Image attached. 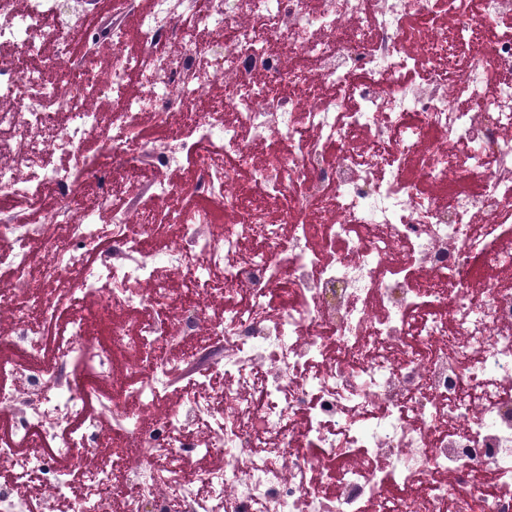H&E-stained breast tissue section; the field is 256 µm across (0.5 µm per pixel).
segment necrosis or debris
<instances>
[{
	"label": "necrosis or debris",
	"instance_id": "4bbe7bcc",
	"mask_svg": "<svg viewBox=\"0 0 512 512\" xmlns=\"http://www.w3.org/2000/svg\"><path fill=\"white\" fill-rule=\"evenodd\" d=\"M61 2L0 0V241L17 258L13 278L0 282V319L10 327L0 354L13 356L19 382L0 390L15 440L0 444V469L12 473L0 485V512H27L15 490L34 474L67 512H111L96 489L117 474L139 488L123 512H168L174 498L182 512H213L220 502L235 512H512V281L476 276L480 267L512 271V29L458 73L457 57L477 36L466 0H235L229 11L224 0H205L195 25L214 41L183 35L174 67L161 47L178 25L168 0H153L139 20L145 56L114 40L111 72L90 84L70 77L66 48L47 54L37 40L48 31L66 41ZM283 39L314 66L275 52ZM50 71L62 75L50 93L64 123L37 103ZM132 71L146 78L135 97L126 92ZM216 83L223 102L196 111ZM324 84L338 95L321 96ZM462 97L469 111L455 109ZM106 100L116 112L101 111ZM143 111L198 133V188L232 216L221 238L207 210L174 213L180 236L149 255L119 232L130 222L153 231L150 209L136 204L109 229L93 212L76 213L63 239L37 237L8 217L10 203L49 186L61 213L72 212L79 190L56 158L79 163L92 133L112 162L96 181L101 194L128 176L132 157L170 165L165 150L134 146L131 119ZM244 128L267 143L264 166H254ZM357 143L362 153L352 152ZM330 145L338 151L329 160ZM244 170L266 198L288 199L285 220L244 209ZM454 171L479 192L444 202L422 191L447 185ZM94 242L101 256L91 270L85 249ZM34 272L46 290L29 296ZM64 280L71 306L97 298L107 311L155 310L170 281L182 283L191 301L175 329L221 350L200 375L222 389L185 397L143 425L181 364L156 350L165 324L147 321L134 341L113 324L112 344L133 352L141 384L135 406L112 398L132 451L103 460L102 420L85 404L111 355L95 350L85 320H72L59 362L86 361V372L29 369L41 348L27 312H53L50 289ZM217 297L225 304L216 320L207 302ZM77 417L82 427L56 458L16 452ZM213 454L223 463L187 477L191 457ZM73 464L85 479L77 496L66 493ZM485 469L496 482L490 492L472 479ZM201 484L208 495L198 494ZM324 485L335 495L323 496Z\"/></svg>",
	"mask_w": 512,
	"mask_h": 512
}]
</instances>
